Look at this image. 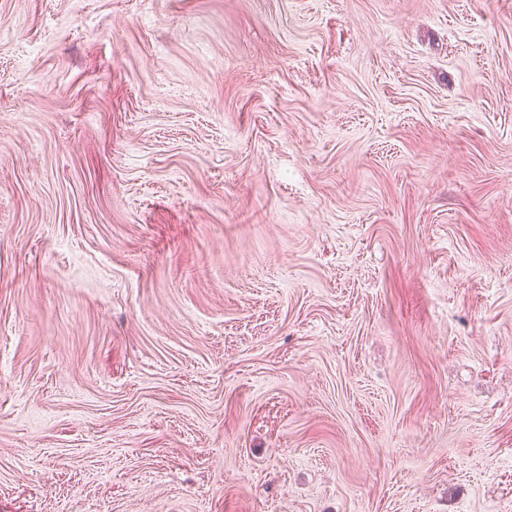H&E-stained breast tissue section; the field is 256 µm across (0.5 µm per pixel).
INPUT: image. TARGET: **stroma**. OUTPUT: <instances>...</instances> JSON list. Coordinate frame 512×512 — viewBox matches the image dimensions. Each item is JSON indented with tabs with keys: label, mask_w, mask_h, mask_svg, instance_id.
<instances>
[{
	"label": "stroma",
	"mask_w": 512,
	"mask_h": 512,
	"mask_svg": "<svg viewBox=\"0 0 512 512\" xmlns=\"http://www.w3.org/2000/svg\"><path fill=\"white\" fill-rule=\"evenodd\" d=\"M0 512H512V0H0Z\"/></svg>",
	"instance_id": "35a3bbf8"
}]
</instances>
